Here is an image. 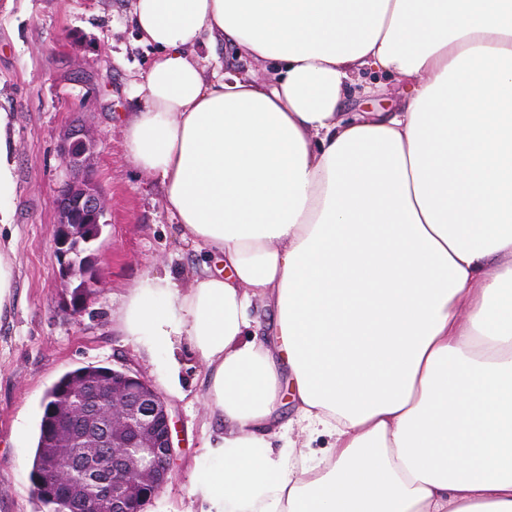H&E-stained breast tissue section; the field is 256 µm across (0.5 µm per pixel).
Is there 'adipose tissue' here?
Here are the masks:
<instances>
[{"instance_id": "1", "label": "adipose tissue", "mask_w": 512, "mask_h": 512, "mask_svg": "<svg viewBox=\"0 0 512 512\" xmlns=\"http://www.w3.org/2000/svg\"><path fill=\"white\" fill-rule=\"evenodd\" d=\"M128 156L223 266L148 275L125 327L208 363L200 512H512V0H131ZM265 63L225 69L217 45ZM371 76L391 112H342ZM0 112V314L12 303ZM273 338L247 342L251 310ZM328 452H274L282 386ZM382 87L378 94L366 105L362 98H351L346 100L339 111L358 112L363 108L368 109H391L394 108L401 98L403 85L395 79L382 80Z\"/></svg>"}]
</instances>
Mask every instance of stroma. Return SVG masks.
Wrapping results in <instances>:
<instances>
[{
  "label": "stroma",
  "instance_id": "stroma-1",
  "mask_svg": "<svg viewBox=\"0 0 512 512\" xmlns=\"http://www.w3.org/2000/svg\"><path fill=\"white\" fill-rule=\"evenodd\" d=\"M128 0H0V111L14 122L15 289L0 319V512H46L33 494L32 460L46 390L81 366L127 368L164 396L176 421L177 456L146 512H186L195 476L207 464L203 443L215 424L205 404L206 364L182 355V394L170 393L159 362L122 328L121 309L138 281L173 265L184 282L206 257L180 236L160 186L123 144L127 90L148 67ZM80 122L100 137L91 160L108 206L97 242L98 283L79 316L58 276L54 188L60 141Z\"/></svg>",
  "mask_w": 512,
  "mask_h": 512
}]
</instances>
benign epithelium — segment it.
I'll list each match as a JSON object with an SVG mask.
<instances>
[{
    "mask_svg": "<svg viewBox=\"0 0 512 512\" xmlns=\"http://www.w3.org/2000/svg\"><path fill=\"white\" fill-rule=\"evenodd\" d=\"M98 147L85 126H71L59 153L65 179L54 198L58 221L54 245L59 276L83 294L69 311L80 312L97 282L80 266L82 250L97 241L108 223L105 203L88 165ZM51 426L64 432L69 453L47 454L42 473L63 467L71 477L55 487L67 512H145L169 481L175 457V421L164 397L143 376L112 370L110 382H87L51 414Z\"/></svg>",
    "mask_w": 512,
    "mask_h": 512,
    "instance_id": "1",
    "label": "benign epithelium"
}]
</instances>
